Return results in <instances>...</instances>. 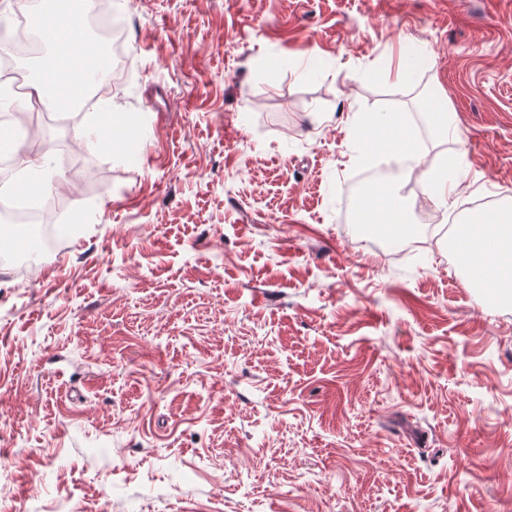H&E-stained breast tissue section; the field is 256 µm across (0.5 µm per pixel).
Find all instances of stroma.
<instances>
[{"instance_id":"stroma-1","label":"stroma","mask_w":512,"mask_h":512,"mask_svg":"<svg viewBox=\"0 0 512 512\" xmlns=\"http://www.w3.org/2000/svg\"><path fill=\"white\" fill-rule=\"evenodd\" d=\"M130 64L16 128L62 206L0 261V512H512V303L433 238L512 209V0H106ZM432 56L411 83L401 47ZM460 186L358 224L357 112L429 115ZM430 111L432 115V128L438 137L452 138L457 143H462V134L459 127L454 123L452 113L448 112L447 101L440 93H436L430 100ZM125 124L124 117L119 112H101L96 123L93 125L97 142L108 143L116 148L115 134Z\"/></svg>"}]
</instances>
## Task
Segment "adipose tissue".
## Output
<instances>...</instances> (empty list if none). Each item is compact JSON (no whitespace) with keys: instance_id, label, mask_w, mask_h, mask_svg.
<instances>
[{"instance_id":"obj_1","label":"adipose tissue","mask_w":512,"mask_h":512,"mask_svg":"<svg viewBox=\"0 0 512 512\" xmlns=\"http://www.w3.org/2000/svg\"><path fill=\"white\" fill-rule=\"evenodd\" d=\"M92 0L73 8L69 0H50L33 18V30L47 48V66L33 80L24 96L26 104H48L71 112L79 103L88 77L86 65L101 69L99 51L83 34V18ZM352 131L366 153L383 152L410 161L431 186V196L440 205L459 184V173L447 162L426 164L413 143L402 113L377 112L354 122ZM355 212L363 224L387 226L389 237L401 241L410 237L414 226L407 203L393 181L365 188L355 200ZM456 248L462 266L472 273L475 287L512 299V212L488 210L464 224Z\"/></svg>"}]
</instances>
